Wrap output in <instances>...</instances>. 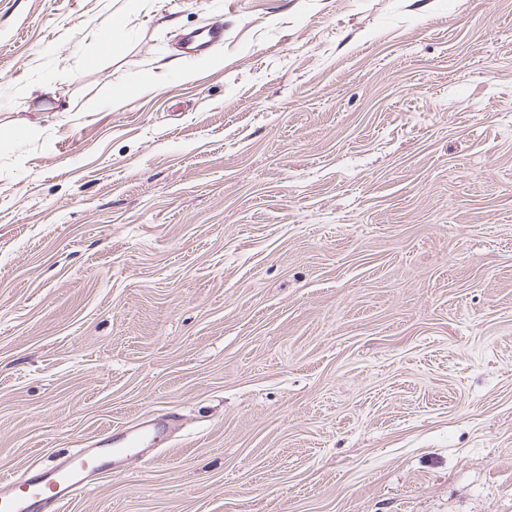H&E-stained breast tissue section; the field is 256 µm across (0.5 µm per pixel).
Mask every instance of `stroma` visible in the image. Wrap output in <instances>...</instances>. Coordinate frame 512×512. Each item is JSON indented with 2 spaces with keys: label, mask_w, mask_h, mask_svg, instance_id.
Returning a JSON list of instances; mask_svg holds the SVG:
<instances>
[{
  "label": "stroma",
  "mask_w": 512,
  "mask_h": 512,
  "mask_svg": "<svg viewBox=\"0 0 512 512\" xmlns=\"http://www.w3.org/2000/svg\"><path fill=\"white\" fill-rule=\"evenodd\" d=\"M131 2L0 0V480L512 512V0ZM224 37V27L220 22L209 28L189 34L185 41V54L196 56L210 45L220 42ZM144 424L122 432L106 433L96 441V448H104L107 454H120L126 448H137L141 435L146 433L159 435L163 432V424L159 420H154L152 423L143 426ZM107 471L103 454L82 448L58 462L7 480L1 512H60L63 505L91 486L95 473Z\"/></svg>",
  "instance_id": "obj_1"
}]
</instances>
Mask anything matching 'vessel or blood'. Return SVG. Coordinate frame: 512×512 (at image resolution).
<instances>
[{
	"label": "vessel or blood",
	"instance_id": "b4317fda",
	"mask_svg": "<svg viewBox=\"0 0 512 512\" xmlns=\"http://www.w3.org/2000/svg\"><path fill=\"white\" fill-rule=\"evenodd\" d=\"M224 37L222 23L191 33L185 41V53L195 56ZM161 421H153L117 433H106L95 447L83 448L64 456L58 462L27 470L8 481L5 492L0 493V512H60L63 505L92 484L95 474L104 472V454H120L137 447L143 434H161Z\"/></svg>",
	"mask_w": 512,
	"mask_h": 512
}]
</instances>
